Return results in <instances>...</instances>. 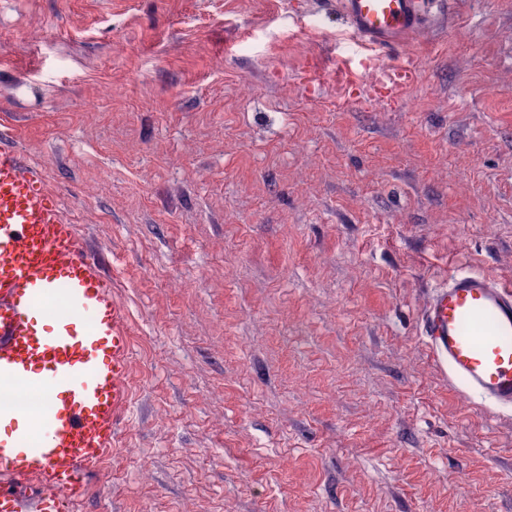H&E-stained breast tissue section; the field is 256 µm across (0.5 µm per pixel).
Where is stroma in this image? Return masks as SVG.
Listing matches in <instances>:
<instances>
[{
  "label": "stroma",
  "instance_id": "stroma-1",
  "mask_svg": "<svg viewBox=\"0 0 512 512\" xmlns=\"http://www.w3.org/2000/svg\"><path fill=\"white\" fill-rule=\"evenodd\" d=\"M336 7L0 0L8 143L132 336L81 512H512V413L462 396L419 328L452 271L512 285V0H451L384 53ZM409 54L412 88L370 90Z\"/></svg>",
  "mask_w": 512,
  "mask_h": 512
}]
</instances>
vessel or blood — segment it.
<instances>
[{
  "label": "vessel or blood",
  "mask_w": 512,
  "mask_h": 512,
  "mask_svg": "<svg viewBox=\"0 0 512 512\" xmlns=\"http://www.w3.org/2000/svg\"><path fill=\"white\" fill-rule=\"evenodd\" d=\"M358 40L391 48L418 36L446 0H339ZM417 79L413 62L383 84L401 93ZM64 306L50 328L43 315ZM428 347L468 397L512 408V285L469 271L448 276L420 316ZM131 338L121 303L43 174L0 147V391L42 394L44 411L24 416L0 403V512H75L83 475L99 473L127 414Z\"/></svg>",
  "instance_id": "obj_1"
}]
</instances>
